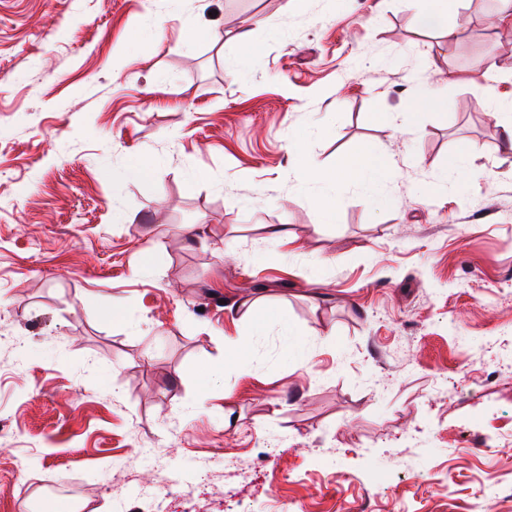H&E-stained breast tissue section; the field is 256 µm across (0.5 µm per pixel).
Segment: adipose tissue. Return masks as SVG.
<instances>
[{
  "instance_id": "adipose-tissue-1",
  "label": "adipose tissue",
  "mask_w": 512,
  "mask_h": 512,
  "mask_svg": "<svg viewBox=\"0 0 512 512\" xmlns=\"http://www.w3.org/2000/svg\"><path fill=\"white\" fill-rule=\"evenodd\" d=\"M289 149L291 165L299 181L323 186L324 194L317 199V209L322 222L335 221L342 207V200L336 194L327 190L328 185L339 180L349 182L367 181L373 185H382L386 172L391 164L390 159L376 152L373 148L365 147L351 156H340L336 165L331 169L319 167L302 146L297 136H290Z\"/></svg>"
}]
</instances>
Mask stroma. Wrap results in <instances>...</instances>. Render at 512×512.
Segmentation results:
<instances>
[{"mask_svg":"<svg viewBox=\"0 0 512 512\" xmlns=\"http://www.w3.org/2000/svg\"><path fill=\"white\" fill-rule=\"evenodd\" d=\"M507 13L0 0V512H512ZM410 5L417 7L423 18L441 28L452 37L456 33V20L451 14L453 0H406ZM291 165L299 181L307 184L329 186L339 180L349 182L368 181L382 185L391 160L373 148L365 147L351 156L336 158V166L331 169L319 167L302 146L295 135L288 136Z\"/></svg>","mask_w":512,"mask_h":512,"instance_id":"35a3bbf8","label":"stroma"}]
</instances>
